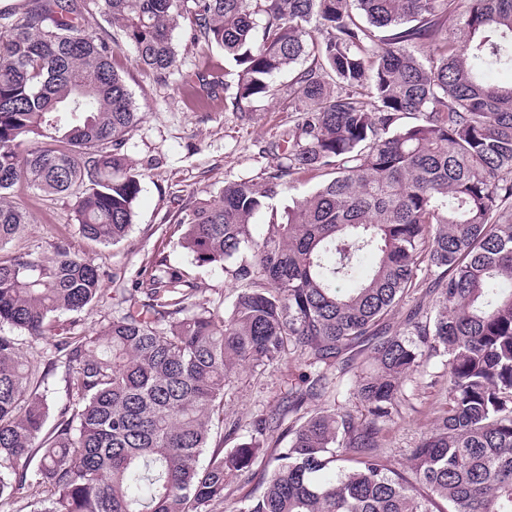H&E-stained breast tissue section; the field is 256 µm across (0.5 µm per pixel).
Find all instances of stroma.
<instances>
[{
  "label": "stroma",
  "instance_id": "1",
  "mask_svg": "<svg viewBox=\"0 0 512 512\" xmlns=\"http://www.w3.org/2000/svg\"><path fill=\"white\" fill-rule=\"evenodd\" d=\"M88 5L93 16L92 33L117 42L116 64L141 115L126 144L128 157L143 175L132 226L125 240L105 246L80 233L71 198L46 201L29 193L22 195L21 201L33 220L24 225L9 250L47 260L62 245L98 266L105 292L95 307L59 317L61 323L74 325L82 333L98 327L109 313L112 289L135 287L138 272L160 249L172 266L197 282L203 300L219 312H228L237 294L235 282L220 268L195 264L187 250L171 241V226L181 208L218 196L225 183L257 179L271 163L282 133L299 115L289 111L280 96L257 101L248 112L236 111L224 98H207L196 82L198 71L210 67L212 74L231 88L237 84V71L225 63L220 49L202 57L179 29L172 34L177 51L174 69L162 76L142 69L135 62L133 48L119 41L104 0H88ZM16 336L24 358L36 368L35 381L48 387L55 399H64L62 373L51 369L46 361L54 335L34 339L20 330ZM307 372V367L287 353L274 365L246 370L233 379L224 392V420L213 424L201 462H209L218 451L255 436L262 447L255 466L266 467L274 449L287 446L285 427L292 417L282 416L280 428L260 436L254 423L278 412L289 388H306ZM404 393L405 401L381 426L382 445L395 456L414 447L448 405V373L443 358H431L423 373L405 382Z\"/></svg>",
  "mask_w": 512,
  "mask_h": 512
}]
</instances>
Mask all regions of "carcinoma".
<instances>
[{
  "instance_id": "carcinoma-1",
  "label": "carcinoma",
  "mask_w": 512,
  "mask_h": 512,
  "mask_svg": "<svg viewBox=\"0 0 512 512\" xmlns=\"http://www.w3.org/2000/svg\"><path fill=\"white\" fill-rule=\"evenodd\" d=\"M105 4L142 67L170 72L184 25L237 67L236 110L274 96L286 72L301 117L260 183L228 182L177 219L193 261L238 284L229 313L157 254L92 333L56 340L69 379L48 431V391L0 331V502L31 479L46 493L36 512H203L224 504L234 471L251 486L238 512H512V81L486 79L512 70V0ZM139 121L86 0H28L0 25V324L36 338L100 299L99 269L63 246L48 260L2 251L30 221L22 191L73 195L83 236L124 240ZM314 171L328 179L255 238L284 179ZM424 287L432 307L390 332ZM364 341L371 368L350 385L362 419L322 398ZM287 347L315 377L288 392L294 421L272 468L253 469V440L201 465L227 382ZM434 356L448 408L402 462L379 424Z\"/></svg>"
}]
</instances>
